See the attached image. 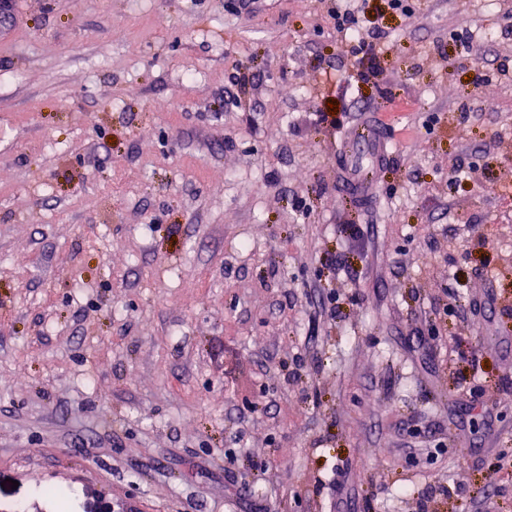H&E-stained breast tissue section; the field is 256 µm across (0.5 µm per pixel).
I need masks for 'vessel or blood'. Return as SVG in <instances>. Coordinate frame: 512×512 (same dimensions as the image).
Returning a JSON list of instances; mask_svg holds the SVG:
<instances>
[{
	"label": "vessel or blood",
	"mask_w": 512,
	"mask_h": 512,
	"mask_svg": "<svg viewBox=\"0 0 512 512\" xmlns=\"http://www.w3.org/2000/svg\"><path fill=\"white\" fill-rule=\"evenodd\" d=\"M389 154L390 143L377 121H357L344 130L338 154L341 187L352 203H361L376 194L378 170Z\"/></svg>",
	"instance_id": "b4317fda"
}]
</instances>
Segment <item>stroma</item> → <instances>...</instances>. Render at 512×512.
Masks as SVG:
<instances>
[{
	"mask_svg": "<svg viewBox=\"0 0 512 512\" xmlns=\"http://www.w3.org/2000/svg\"><path fill=\"white\" fill-rule=\"evenodd\" d=\"M14 2L0 512H512V0H371L369 82L335 0ZM330 102L390 113L377 202ZM334 27L340 35V47L356 61H367V68L360 71L363 79H377L382 74L379 61L385 55V47L374 41L376 37L364 36L358 27V16L351 9L332 11Z\"/></svg>",
	"mask_w": 512,
	"mask_h": 512,
	"instance_id": "obj_1",
	"label": "stroma"
}]
</instances>
